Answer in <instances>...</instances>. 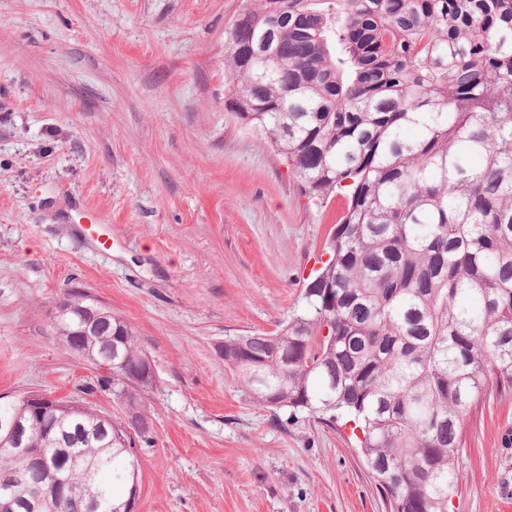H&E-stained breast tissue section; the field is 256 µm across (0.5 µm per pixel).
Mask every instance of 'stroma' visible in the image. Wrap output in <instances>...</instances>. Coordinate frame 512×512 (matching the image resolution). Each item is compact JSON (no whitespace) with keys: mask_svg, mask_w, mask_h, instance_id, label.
I'll return each instance as SVG.
<instances>
[{"mask_svg":"<svg viewBox=\"0 0 512 512\" xmlns=\"http://www.w3.org/2000/svg\"><path fill=\"white\" fill-rule=\"evenodd\" d=\"M243 6L0 0V404L94 380L55 334L75 288L154 368L134 512H388L343 420L256 405L224 365L225 337L300 313L344 209L227 115ZM456 473L449 512H512V387L473 407Z\"/></svg>","mask_w":512,"mask_h":512,"instance_id":"35a3bbf8","label":"stroma"}]
</instances>
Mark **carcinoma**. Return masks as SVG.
Listing matches in <instances>:
<instances>
[{
    "instance_id": "obj_1",
    "label": "carcinoma",
    "mask_w": 512,
    "mask_h": 512,
    "mask_svg": "<svg viewBox=\"0 0 512 512\" xmlns=\"http://www.w3.org/2000/svg\"><path fill=\"white\" fill-rule=\"evenodd\" d=\"M224 47L230 115L316 205L348 198L305 310L224 340V364L259 406L358 423L390 512H448L472 406L512 386V0H257ZM81 306L95 310L94 357L117 341L124 363L51 399L57 435H32L47 463L29 477L81 492L56 512L94 497L133 512L154 370L134 329L77 290L59 306L60 340L76 345ZM98 391L124 420L103 419ZM22 469L0 450V487Z\"/></svg>"
}]
</instances>
